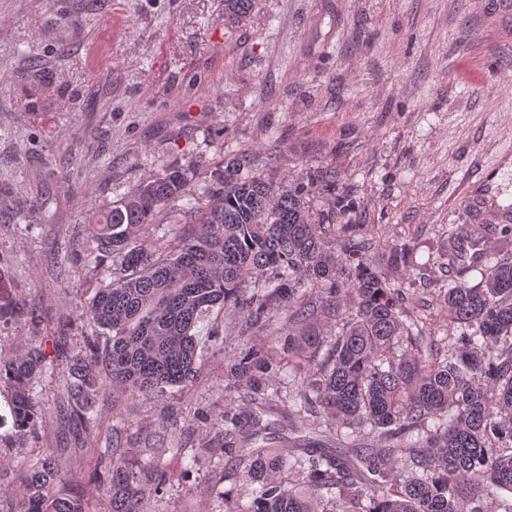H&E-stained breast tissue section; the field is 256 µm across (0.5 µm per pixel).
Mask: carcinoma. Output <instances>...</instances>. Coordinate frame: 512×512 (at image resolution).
Instances as JSON below:
<instances>
[{"instance_id":"cac0c4a2","label":"carcinoma","mask_w":512,"mask_h":512,"mask_svg":"<svg viewBox=\"0 0 512 512\" xmlns=\"http://www.w3.org/2000/svg\"><path fill=\"white\" fill-rule=\"evenodd\" d=\"M226 2L229 21L254 4ZM251 160L248 149L223 158L216 183L201 188L191 167L168 165L88 225V258L97 267L110 258L112 269L80 319L109 345L72 359L68 402L76 431L107 443L84 453L111 462L100 489L111 512H142L145 498L190 477L193 464L178 474L155 455L132 465L94 412L100 390L112 389L115 407L137 393L188 389L198 377V322L233 308L245 330L263 328L273 304L285 314L287 355L276 361L249 346L224 365L226 387L252 408L213 419L193 413L224 450V469L258 487L252 504L226 499L224 512H512L502 496L512 494V225L448 228L439 264L452 276L433 297L446 321L438 341L405 309L409 246L388 241V268L373 264L378 230L337 223L351 205L336 194L333 171L317 183L336 202L315 215L307 186L266 180ZM162 213L178 236L170 251L151 239ZM472 237L492 239V251L462 264L458 244ZM248 281L257 288L245 297ZM53 373L41 343L0 353V383L11 386L24 437L37 438L46 413L34 383ZM256 410L276 412L301 434L319 416L328 439H299L289 454L258 446ZM23 471L9 512H94L95 496L54 493L70 480L54 449Z\"/></svg>"}]
</instances>
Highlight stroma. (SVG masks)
<instances>
[{
  "label": "stroma",
  "instance_id": "stroma-1",
  "mask_svg": "<svg viewBox=\"0 0 512 512\" xmlns=\"http://www.w3.org/2000/svg\"><path fill=\"white\" fill-rule=\"evenodd\" d=\"M225 0H0V281L23 314L0 315V352L45 343L58 366L106 336L76 315L109 280L85 260L87 225L166 165L217 161L241 149L273 181L336 173L353 200L346 218L383 225L407 243L410 315L448 284L438 257L448 227L472 218L465 175L512 142V0H258L238 22ZM241 337L240 315L197 328L193 388L125 398L100 393L96 410L130 460L167 410L223 415L224 360L244 345L280 354L284 320ZM58 373L37 439L12 428L0 385V512L20 485L14 465L59 448L88 491L105 481L58 410ZM174 447L195 460L187 481L144 500L143 512H224L256 488L215 480L220 449L204 424L178 421Z\"/></svg>",
  "mask_w": 512,
  "mask_h": 512
}]
</instances>
